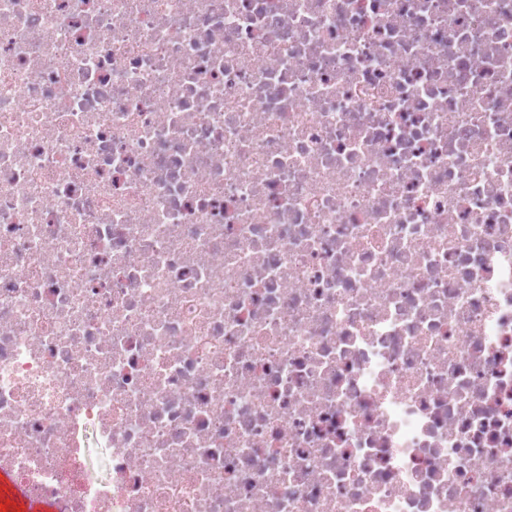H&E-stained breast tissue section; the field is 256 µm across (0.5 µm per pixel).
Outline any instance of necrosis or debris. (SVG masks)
<instances>
[{"instance_id":"1","label":"necrosis or debris","mask_w":512,"mask_h":512,"mask_svg":"<svg viewBox=\"0 0 512 512\" xmlns=\"http://www.w3.org/2000/svg\"><path fill=\"white\" fill-rule=\"evenodd\" d=\"M0 465L512 512V0H0Z\"/></svg>"}]
</instances>
